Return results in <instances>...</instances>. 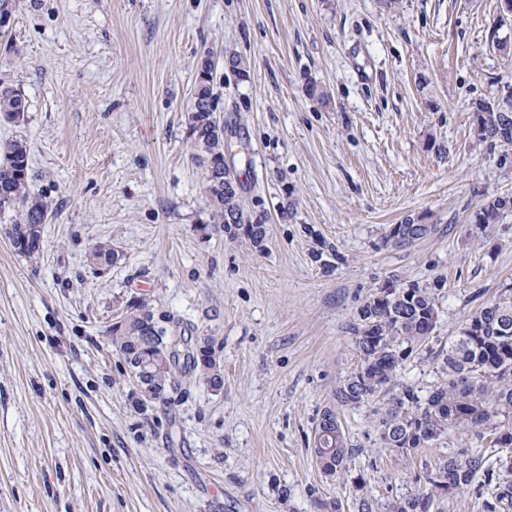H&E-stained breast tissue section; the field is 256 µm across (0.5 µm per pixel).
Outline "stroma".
I'll list each match as a JSON object with an SVG mask.
<instances>
[{
	"instance_id": "stroma-1",
	"label": "stroma",
	"mask_w": 512,
	"mask_h": 512,
	"mask_svg": "<svg viewBox=\"0 0 512 512\" xmlns=\"http://www.w3.org/2000/svg\"><path fill=\"white\" fill-rule=\"evenodd\" d=\"M500 0H17L0 75L22 95L32 192L54 212L39 255L0 235V512H372L422 489L450 447L385 448L374 410L336 388L350 326L384 288L433 289L430 349L399 378L429 391L433 354L512 286V147L474 105L512 85ZM209 54L220 120L261 244L211 220L187 134ZM236 55L239 73L224 65ZM328 96H308V83ZM437 230L390 241L405 219ZM121 252L105 268L91 247ZM212 338L222 389L195 372L148 399L106 328L133 296ZM332 408L352 456L312 454ZM512 209V197L494 196L489 198L477 214V223L484 230L497 224L502 213Z\"/></svg>"
}]
</instances>
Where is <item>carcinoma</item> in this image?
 I'll return each instance as SVG.
<instances>
[{
    "mask_svg": "<svg viewBox=\"0 0 512 512\" xmlns=\"http://www.w3.org/2000/svg\"><path fill=\"white\" fill-rule=\"evenodd\" d=\"M217 99L212 71L197 70L188 113L189 138L198 165L215 171L224 167V152L232 150L219 130L221 121L211 109V102ZM496 104V100L475 104V115L483 119L481 138L512 146V129L498 131L496 113L491 111ZM24 112L22 96L1 78L0 118L17 123ZM30 172L24 140L12 139L0 145V213L15 214L10 224L15 236L10 244L17 254L29 258L39 254L43 224L51 214L49 202L30 192ZM226 188L224 178L205 173L204 194L212 221L223 225L232 238L242 234L260 244L266 236L265 220L247 214L239 195L228 194ZM511 209L512 197H491L477 214V223L487 229ZM246 226L251 231H245ZM436 229L434 224H416L408 219L395 226L391 239L395 246L407 248ZM118 258L119 251L110 243L96 246L89 254L94 266H110ZM437 321L436 300L429 288H396L383 300L374 297L365 302L353 328L361 363L336 389L337 402L355 407L383 392L388 394L376 428L384 446L402 456L474 430L494 435L491 444L495 446L511 447L512 287L503 289L494 301L468 318L448 349L438 351V370L446 379L422 397L415 387L399 382L398 375L404 361L432 339ZM109 333L120 353L138 351L156 390L163 395L178 386L176 368L180 364L194 370L201 367L211 386L223 385L215 362L201 365L199 345L178 332L171 315L155 314L144 297L125 303ZM315 435L324 440L328 451L318 462L320 468L335 474L346 470L351 450L341 427L321 421ZM479 476L492 489L491 498L484 502L485 512L512 507V455H500L490 462L478 451L459 448L425 476L422 491L390 504L389 512H430L437 494L465 492Z\"/></svg>",
    "mask_w": 512,
    "mask_h": 512,
    "instance_id": "1",
    "label": "carcinoma"
}]
</instances>
